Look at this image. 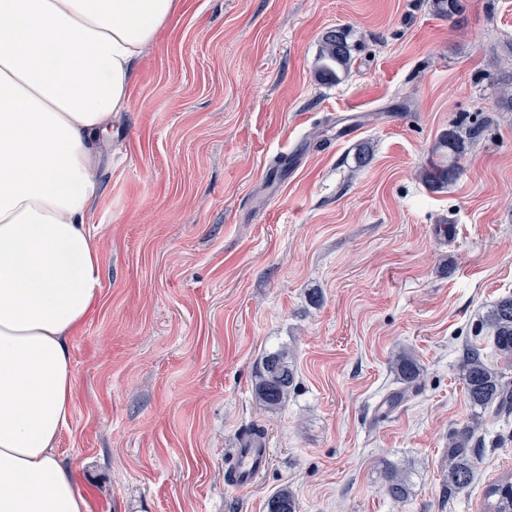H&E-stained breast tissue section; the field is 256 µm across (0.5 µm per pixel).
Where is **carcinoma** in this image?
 <instances>
[{"label": "carcinoma", "mask_w": 512, "mask_h": 512, "mask_svg": "<svg viewBox=\"0 0 512 512\" xmlns=\"http://www.w3.org/2000/svg\"><path fill=\"white\" fill-rule=\"evenodd\" d=\"M354 45L349 31L338 26L322 36L321 49L316 65V76L324 83H339L348 74L352 63ZM470 134L452 129L440 136L434 154L446 158L442 164L433 163L421 171L422 180L438 190L460 176V155ZM480 333L491 338L501 358L512 360V295L498 299L484 312L479 323ZM464 389L471 406L486 410L512 405V384L505 380L500 368L488 363L480 350L471 347L461 362ZM402 397L416 388L421 381L422 367L416 356L406 350L398 352L391 360ZM297 385L296 369L292 356L286 349L267 352L258 366L254 395L267 412L280 409ZM476 426H466L448 437V474L445 486L454 491L468 485L474 476L478 458L474 432ZM386 494L396 503H406L411 495V482L407 471L396 465L386 464L384 471ZM267 512H298V504L291 490L282 487L267 501ZM485 512H512V474H506L491 483L485 490Z\"/></svg>", "instance_id": "obj_1"}]
</instances>
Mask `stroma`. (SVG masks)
Returning a JSON list of instances; mask_svg holds the SVG:
<instances>
[{
	"instance_id": "1",
	"label": "stroma",
	"mask_w": 512,
	"mask_h": 512,
	"mask_svg": "<svg viewBox=\"0 0 512 512\" xmlns=\"http://www.w3.org/2000/svg\"><path fill=\"white\" fill-rule=\"evenodd\" d=\"M462 4L181 0L98 166L101 306L71 340L58 441L88 512H267L284 486L299 512H481L512 473V410L475 412L460 369L474 345L512 380L475 333L512 295V0ZM338 25L354 61L325 84ZM457 125L477 130L462 173L431 189L420 172ZM281 346L298 385L268 414L254 376ZM402 347L423 377L394 404ZM470 424L474 477L449 492L448 436ZM255 427L269 464L239 490L224 470ZM354 45L349 31L342 26L327 30L322 36L316 76L324 83H339L348 74ZM384 478L386 494L398 504L406 503L412 490L407 471L397 464L386 463Z\"/></svg>"
}]
</instances>
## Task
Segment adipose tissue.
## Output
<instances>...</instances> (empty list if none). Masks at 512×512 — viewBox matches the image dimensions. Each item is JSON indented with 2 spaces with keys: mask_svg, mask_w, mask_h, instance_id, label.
I'll return each mask as SVG.
<instances>
[{
  "mask_svg": "<svg viewBox=\"0 0 512 512\" xmlns=\"http://www.w3.org/2000/svg\"><path fill=\"white\" fill-rule=\"evenodd\" d=\"M180 0H0V512H87L58 458L101 301L97 156Z\"/></svg>",
  "mask_w": 512,
  "mask_h": 512,
  "instance_id": "adipose-tissue-1",
  "label": "adipose tissue"
}]
</instances>
